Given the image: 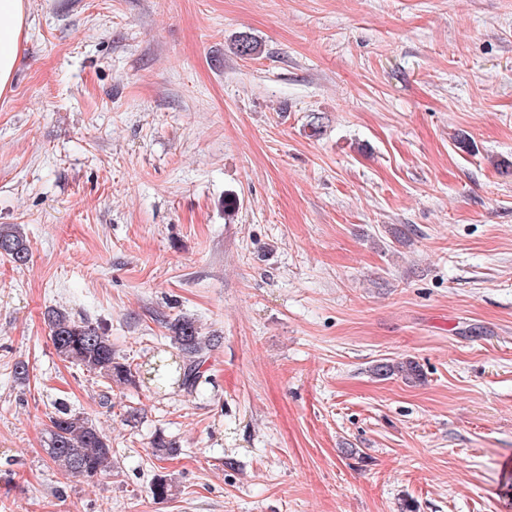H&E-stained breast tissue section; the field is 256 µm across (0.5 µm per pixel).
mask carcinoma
Instances as JSON below:
<instances>
[{
    "instance_id": "carcinoma-1",
    "label": "carcinoma",
    "mask_w": 512,
    "mask_h": 512,
    "mask_svg": "<svg viewBox=\"0 0 512 512\" xmlns=\"http://www.w3.org/2000/svg\"><path fill=\"white\" fill-rule=\"evenodd\" d=\"M0 257L24 265L29 259V248L24 232L18 224L0 225ZM45 320L58 357L76 363L87 371L120 384L136 383L137 372L131 365L116 361L112 341L98 327L73 318L68 312L52 308ZM170 339L183 356L177 373L185 391L193 393L202 383L201 366L214 343L201 335L194 320L178 317L167 322ZM379 377L397 376L408 383L422 379V370L412 360L382 362L374 366ZM46 453L59 469L87 478H93L107 467L112 459V442L86 417L58 410L49 416Z\"/></svg>"
}]
</instances>
